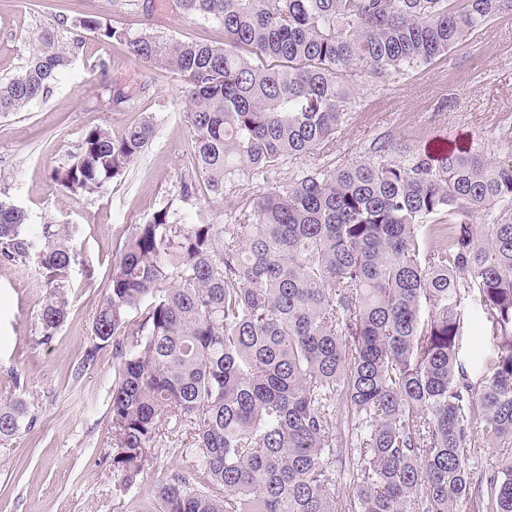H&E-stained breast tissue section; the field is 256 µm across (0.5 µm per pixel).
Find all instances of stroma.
<instances>
[{"label": "stroma", "mask_w": 512, "mask_h": 512, "mask_svg": "<svg viewBox=\"0 0 512 512\" xmlns=\"http://www.w3.org/2000/svg\"><path fill=\"white\" fill-rule=\"evenodd\" d=\"M98 15L133 30L150 24L164 35L207 43L223 31L176 14L173 0H152L150 13L121 14L113 0H0V79L20 72L42 28ZM107 72H100L99 61ZM135 95L133 108L113 111L109 94ZM179 82L162 69H144L120 46L85 36L49 96L26 111L0 113V200L23 208L30 224L68 225L80 250L66 282L70 310L54 339L39 343L37 304L47 291L34 263L0 260V402L18 397L34 426L0 451V512H141L147 484L181 464L192 438L172 437L140 485L114 475L110 394L118 360L94 344L92 320L109 286L112 263L129 225L149 220L177 193L193 139L182 118ZM153 116L156 136L124 177L99 195L72 194L52 179L75 152L84 132L98 125L120 131ZM512 124V13L491 21L448 55L406 74L366 82L354 118L336 139L337 162L362 158L370 141L388 134L415 149L483 147L512 153L499 140ZM239 180L225 199L200 194L183 204L192 224H228L226 198L248 202L264 186Z\"/></svg>", "instance_id": "stroma-1"}]
</instances>
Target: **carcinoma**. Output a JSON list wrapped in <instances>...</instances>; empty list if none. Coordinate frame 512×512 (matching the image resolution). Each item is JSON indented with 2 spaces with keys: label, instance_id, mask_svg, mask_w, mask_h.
<instances>
[{
  "label": "carcinoma",
  "instance_id": "obj_1",
  "mask_svg": "<svg viewBox=\"0 0 512 512\" xmlns=\"http://www.w3.org/2000/svg\"><path fill=\"white\" fill-rule=\"evenodd\" d=\"M224 42L76 17L44 29L0 80V113L46 98L82 34L177 75L193 155L176 200L333 153L361 80L448 54L512 0H177ZM155 137L153 118L87 130L54 170L100 194ZM241 224H187L168 203L127 229L93 320L107 346L112 467L135 484L155 449L188 429L190 469L146 492V512H512V157L408 150L385 135L366 157L269 182ZM0 258L36 263L39 342L69 311L79 262L69 228H36L0 201ZM489 347L460 359L468 319ZM0 404V447L32 428ZM481 441L497 461L471 453ZM341 461L342 473L336 472ZM351 497L336 501L338 478Z\"/></svg>",
  "mask_w": 512,
  "mask_h": 512
}]
</instances>
